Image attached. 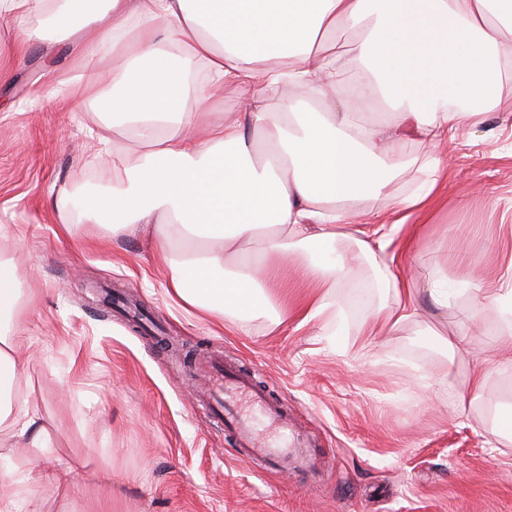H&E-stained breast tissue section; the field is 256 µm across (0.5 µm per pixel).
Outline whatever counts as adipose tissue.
<instances>
[{
	"mask_svg": "<svg viewBox=\"0 0 512 512\" xmlns=\"http://www.w3.org/2000/svg\"><path fill=\"white\" fill-rule=\"evenodd\" d=\"M41 12L69 40L84 91L102 81L99 52L115 51L99 109L136 128L144 149L122 156L111 194L88 196L82 211L107 215L115 235L137 225L168 268L174 301L217 322L269 312L287 322L274 270L315 251L304 322L334 315L337 289L364 265L388 292L385 327L414 315L423 293L386 263L387 226L356 225L352 207L380 196L392 214L418 213L439 191L436 177L408 195L390 186L413 143L426 150V168L441 171L432 148L482 114L467 100L500 103L512 0H0V15L22 21L25 45L44 37L24 24ZM340 27L358 34L350 52L321 42ZM359 62L373 79L351 91L343 78ZM231 86L247 90L239 119L197 123L191 103ZM331 94L338 108L315 110ZM378 96L395 104L397 120L357 122L355 104ZM250 128L264 136L262 157ZM351 223L337 250V225ZM242 241L248 251L236 252ZM21 298L12 263L0 260V461L22 445L41 478L63 489L73 467L51 453L49 428L17 396L27 364L15 328Z\"/></svg>",
	"mask_w": 512,
	"mask_h": 512,
	"instance_id": "1",
	"label": "adipose tissue"
}]
</instances>
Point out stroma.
<instances>
[{
    "instance_id": "35a3bbf8",
    "label": "stroma",
    "mask_w": 512,
    "mask_h": 512,
    "mask_svg": "<svg viewBox=\"0 0 512 512\" xmlns=\"http://www.w3.org/2000/svg\"><path fill=\"white\" fill-rule=\"evenodd\" d=\"M17 26L0 19V260L25 293L19 323L34 358L20 395L76 466L67 490L35 486L42 512H512V440L495 432L512 406V366L498 362L507 329L469 285L492 281L512 254V95L449 145L441 195L409 218L420 226L412 247L406 229L391 232L400 266L442 281L447 306L421 296L400 329L376 331L385 298L363 269L337 292L338 322L304 325L292 266L281 273L288 324L217 325L167 296L139 234L81 217L82 195L112 186L89 131L129 153L142 142L86 95L63 103L56 90L78 71L65 41L49 33L19 55ZM440 334L464 337V351ZM219 360L254 374L314 467L265 471L198 410L192 365ZM476 367L488 375L474 393Z\"/></svg>"
}]
</instances>
